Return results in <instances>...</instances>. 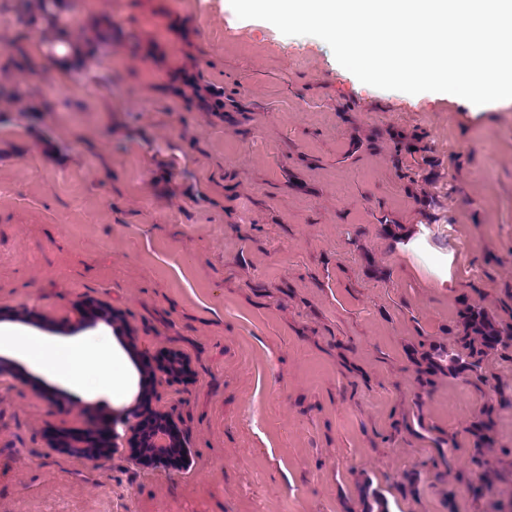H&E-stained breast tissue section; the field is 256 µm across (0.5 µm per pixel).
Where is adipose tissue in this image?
<instances>
[{
	"mask_svg": "<svg viewBox=\"0 0 512 512\" xmlns=\"http://www.w3.org/2000/svg\"><path fill=\"white\" fill-rule=\"evenodd\" d=\"M394 240L395 250L410 260L434 287H452L454 254L434 249L424 226L404 229ZM5 345L50 367L71 382L81 384L88 378H95L99 388L111 393L113 403L122 402L133 390V373L118 346L90 341L62 345L14 331L10 332Z\"/></svg>",
	"mask_w": 512,
	"mask_h": 512,
	"instance_id": "ef3b65f1",
	"label": "adipose tissue"
}]
</instances>
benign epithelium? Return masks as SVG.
<instances>
[{
  "instance_id": "benign-epithelium-1",
  "label": "benign epithelium",
  "mask_w": 512,
  "mask_h": 512,
  "mask_svg": "<svg viewBox=\"0 0 512 512\" xmlns=\"http://www.w3.org/2000/svg\"><path fill=\"white\" fill-rule=\"evenodd\" d=\"M139 387L135 403L112 416L110 441L100 450L93 445L76 447L71 440L50 437L48 447L60 453L84 458L94 465L120 453L127 456L145 471L181 470L187 465L188 448L182 431L165 412L147 410L142 405L144 395L156 396V385L170 379L188 381L193 376L190 363L184 357L169 353L161 358L156 368L141 367Z\"/></svg>"
}]
</instances>
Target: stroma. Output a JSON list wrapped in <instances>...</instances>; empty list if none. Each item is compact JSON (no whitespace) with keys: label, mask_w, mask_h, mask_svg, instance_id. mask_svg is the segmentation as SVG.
<instances>
[{"label":"stroma","mask_w":512,"mask_h":512,"mask_svg":"<svg viewBox=\"0 0 512 512\" xmlns=\"http://www.w3.org/2000/svg\"><path fill=\"white\" fill-rule=\"evenodd\" d=\"M103 12L160 46L116 39L89 74L45 65L57 110L0 123V327L110 340L135 368L186 357L192 379L152 405L189 460L148 472L50 451V433L83 437L112 401L0 346V512H355L365 479L388 512H445L452 477L400 494L434 447L390 425L460 439L485 402L445 376L419 394L407 352L451 343L457 294L492 309L512 288V99L475 115L366 85L321 39L230 0H80L76 21ZM177 67L240 111L186 110L165 85ZM416 135L433 165L400 151ZM384 215L454 252L455 292L391 249ZM96 302L114 323L80 325Z\"/></svg>","instance_id":"stroma-1"}]
</instances>
